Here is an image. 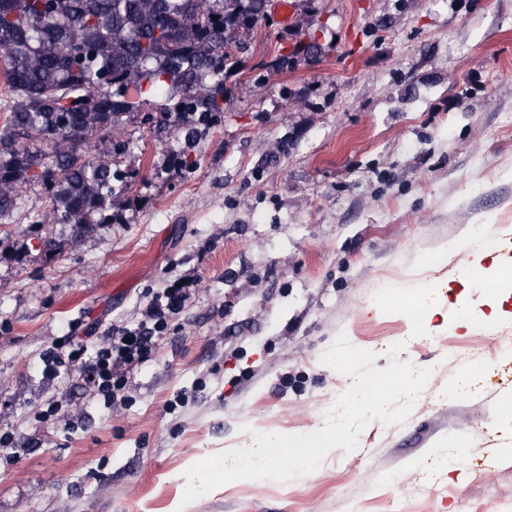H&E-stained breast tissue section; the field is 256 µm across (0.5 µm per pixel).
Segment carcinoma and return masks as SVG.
<instances>
[{"label": "carcinoma", "instance_id": "obj_1", "mask_svg": "<svg viewBox=\"0 0 512 512\" xmlns=\"http://www.w3.org/2000/svg\"><path fill=\"white\" fill-rule=\"evenodd\" d=\"M266 0H0V74L11 93L0 126V215L43 179L49 217L86 233L107 224L127 186L112 140L123 118L184 132L183 155L224 112V68L250 50ZM305 30L281 69L319 53ZM162 90L156 103L149 94Z\"/></svg>", "mask_w": 512, "mask_h": 512}]
</instances>
